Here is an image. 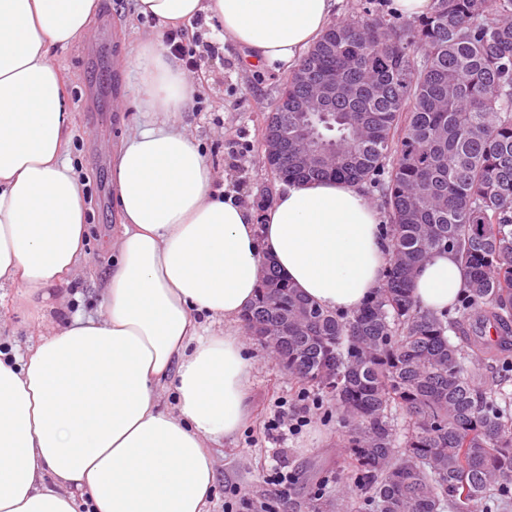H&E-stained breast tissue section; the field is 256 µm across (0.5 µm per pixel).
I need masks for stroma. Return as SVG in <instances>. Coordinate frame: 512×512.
Segmentation results:
<instances>
[{
  "mask_svg": "<svg viewBox=\"0 0 512 512\" xmlns=\"http://www.w3.org/2000/svg\"><path fill=\"white\" fill-rule=\"evenodd\" d=\"M153 28V22L136 17L134 0H98L89 36L51 54L69 95L68 155L85 182L89 208L85 257L71 282L51 289L37 318H30L21 289L0 291L2 345L23 348L37 341L40 332L64 325L75 312L98 316L104 311L102 289L112 271V232L118 222L112 148L149 120L139 105L129 59ZM195 35L213 50L203 54L194 74L202 91L183 112V120L205 146L217 185L235 191L241 203L262 214L281 187L261 162L263 117L272 110L288 73L275 66L245 69L243 50L210 26H196ZM255 357L248 419L233 438L213 451L216 476L209 512H226L224 501L230 490L242 500L280 502V512H309L312 491L335 486L336 474L343 469L336 446L340 434L336 415L327 405L312 410L310 423L299 434L279 443L268 440L264 424L274 403L284 400L297 406L300 388L263 347H256ZM279 453L296 476L285 487L263 479Z\"/></svg>",
  "mask_w": 512,
  "mask_h": 512,
  "instance_id": "1",
  "label": "stroma"
}]
</instances>
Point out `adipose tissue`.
<instances>
[{
    "label": "adipose tissue",
    "instance_id": "adipose-tissue-1",
    "mask_svg": "<svg viewBox=\"0 0 512 512\" xmlns=\"http://www.w3.org/2000/svg\"><path fill=\"white\" fill-rule=\"evenodd\" d=\"M339 0H135L158 32L135 48L150 121L120 141L121 230L101 317L0 351V512H208L214 448L244 424L253 369L238 325L264 265L333 313L353 314L386 276L381 210L361 186L289 183L262 216L215 187L180 115L197 85L165 30L218 25L250 64L297 66ZM97 0H0V287L30 302L76 274L86 204L67 156L68 93L51 51L84 38ZM465 273L439 250L414 294L448 308ZM227 328L213 331L208 321ZM172 379L174 404L157 388Z\"/></svg>",
    "mask_w": 512,
    "mask_h": 512
}]
</instances>
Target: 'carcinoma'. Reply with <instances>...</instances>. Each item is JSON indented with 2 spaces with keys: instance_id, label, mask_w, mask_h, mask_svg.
Listing matches in <instances>:
<instances>
[{
  "instance_id": "cac0c4a2",
  "label": "carcinoma",
  "mask_w": 512,
  "mask_h": 512,
  "mask_svg": "<svg viewBox=\"0 0 512 512\" xmlns=\"http://www.w3.org/2000/svg\"><path fill=\"white\" fill-rule=\"evenodd\" d=\"M328 81L324 108L296 112ZM264 117L288 136L281 182L381 189L387 275L352 315L325 311L274 268L243 315L288 376L331 403L348 488L312 512H497L512 505V0H431L407 21L369 6L331 24ZM451 250L455 311L414 296Z\"/></svg>"
}]
</instances>
